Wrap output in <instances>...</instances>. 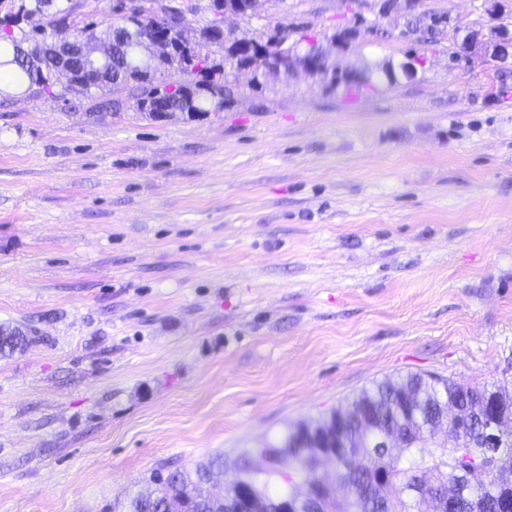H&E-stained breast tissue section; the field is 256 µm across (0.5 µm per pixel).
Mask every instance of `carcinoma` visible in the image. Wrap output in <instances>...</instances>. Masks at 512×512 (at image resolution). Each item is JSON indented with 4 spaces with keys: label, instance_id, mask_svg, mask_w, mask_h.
Masks as SVG:
<instances>
[{
    "label": "carcinoma",
    "instance_id": "1",
    "mask_svg": "<svg viewBox=\"0 0 512 512\" xmlns=\"http://www.w3.org/2000/svg\"><path fill=\"white\" fill-rule=\"evenodd\" d=\"M53 0H21L19 14L37 13L48 17L40 32L24 33L17 38L13 32L3 37L0 46V67L10 68L14 82L35 84L47 96L63 99L67 89L44 76V58H29L20 51L22 45L57 39L71 33L95 38L108 36L111 52L99 61L97 71L104 80L87 92H108L111 98L103 105L114 112L128 100L150 93L173 96L175 109L190 116L219 110L231 105L236 94L233 70L238 63L227 46L214 51L223 60L215 62L209 56L197 58L189 68L184 56H175L156 63V67L179 76L169 84L157 82L149 88L140 74L142 60L149 58L138 38V31L161 19L163 0H123L125 8L112 21L98 28L94 23H80L74 9L48 14ZM231 0H208L205 5L186 9V13L203 14L200 29L202 40L212 45V14L229 6ZM280 36L286 45L299 49L309 40L304 27L278 24L271 36ZM323 63L325 70L319 80L329 86H358L369 81L365 74L350 79L351 72H339L330 64L331 51L320 43L306 45ZM28 336L16 329L0 343V353L22 349ZM450 403L470 410L467 430L454 446L431 439L424 433L422 423L432 427L444 418ZM379 420V429L368 430L362 424L364 413ZM344 422L347 432L356 437L360 447L348 448L346 453H326V449L302 448L296 443L310 432L330 429ZM395 430L402 436L404 447L381 448L382 434ZM499 438L498 452L512 462V393L499 385H471L447 378L410 374L402 378H385L363 390L346 407L337 408L318 420L301 422L266 443L254 452H246L232 461L234 481L224 482V455L216 454L195 462L190 467L162 463L147 479L153 489L135 493L112 502V512H224L235 498L236 489L243 485L252 492L249 504H267L283 498H299L304 485L314 483L319 473L333 472L332 482L342 489V496L333 504L334 512H425V499L433 496L448 499V484H453L457 498L453 512H501L502 493L491 478L474 481L467 473L487 474L492 463L481 447L485 431Z\"/></svg>",
    "mask_w": 512,
    "mask_h": 512
}]
</instances>
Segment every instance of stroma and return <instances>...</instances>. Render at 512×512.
I'll list each match as a JSON object with an SVG mask.
<instances>
[{"instance_id": "35a3bbf8", "label": "stroma", "mask_w": 512, "mask_h": 512, "mask_svg": "<svg viewBox=\"0 0 512 512\" xmlns=\"http://www.w3.org/2000/svg\"><path fill=\"white\" fill-rule=\"evenodd\" d=\"M268 0L344 29L358 93L299 73L155 119L0 95V512H105L157 464L259 448L410 373L512 390V78L465 36L512 0ZM449 17L435 39L413 14Z\"/></svg>"}]
</instances>
